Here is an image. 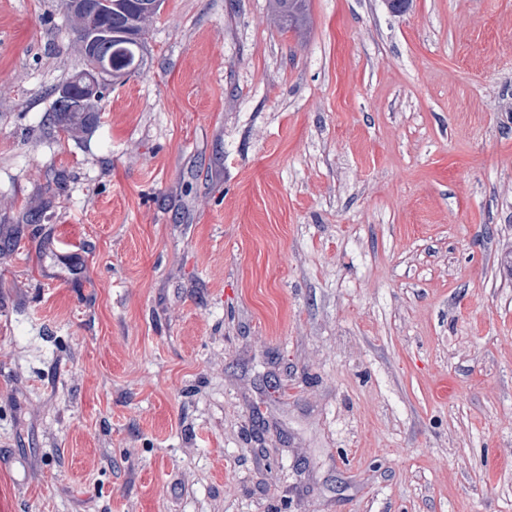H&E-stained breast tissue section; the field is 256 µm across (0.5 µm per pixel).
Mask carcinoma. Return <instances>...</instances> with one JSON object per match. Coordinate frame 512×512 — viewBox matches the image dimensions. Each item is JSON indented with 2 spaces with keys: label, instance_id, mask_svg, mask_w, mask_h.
Returning a JSON list of instances; mask_svg holds the SVG:
<instances>
[{
  "label": "carcinoma",
  "instance_id": "carcinoma-1",
  "mask_svg": "<svg viewBox=\"0 0 512 512\" xmlns=\"http://www.w3.org/2000/svg\"><path fill=\"white\" fill-rule=\"evenodd\" d=\"M98 9L100 25L112 29V84H121L140 73L147 65L150 49L146 38L149 23L159 14L161 7L145 10L140 0H92ZM270 8L280 24L298 29L305 21L306 0H269ZM63 13L69 22L73 40L90 67L94 63L87 50V32L82 22V4L78 0H62ZM84 107L78 112H67L53 101L49 116L65 127L83 126L93 113L99 111V94L91 89L83 92Z\"/></svg>",
  "mask_w": 512,
  "mask_h": 512
}]
</instances>
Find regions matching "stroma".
Instances as JSON below:
<instances>
[{"mask_svg": "<svg viewBox=\"0 0 512 512\" xmlns=\"http://www.w3.org/2000/svg\"><path fill=\"white\" fill-rule=\"evenodd\" d=\"M147 39L0 0V512H512V0ZM92 1L98 9V17L101 26H106L112 31L98 27L95 12L85 13V24L89 28V50L95 58V68L86 73L82 78L74 81L77 75L72 76L61 87H67L56 91L58 99L72 110L76 100L77 90H84L86 85H103L105 81H111L112 85L121 84L131 76L140 73L147 65L150 49L146 38L149 23L159 14L163 0L145 5L153 10H145L140 6L141 0H112V11L106 6L104 0ZM63 13L69 22L73 40L86 61L87 68L93 65L94 58L87 50V32L83 24L82 4L77 0H62ZM112 42V46L110 44ZM113 57V61H112ZM88 69V70H89ZM109 78V79H108ZM74 81V82H73ZM73 82V83H72ZM58 88V89H59ZM84 107L78 112H67L59 107L57 96L51 106L48 116L56 118L64 127L83 126L90 119L93 112H98L99 94L91 89L83 91Z\"/></svg>", "mask_w": 512, "mask_h": 512, "instance_id": "stroma-1", "label": "stroma"}]
</instances>
